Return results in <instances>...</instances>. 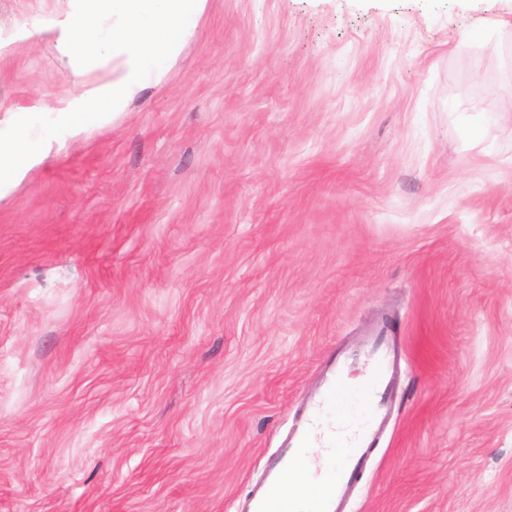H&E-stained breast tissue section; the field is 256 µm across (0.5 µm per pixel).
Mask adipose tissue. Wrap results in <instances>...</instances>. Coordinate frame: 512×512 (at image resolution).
<instances>
[{
    "label": "adipose tissue",
    "instance_id": "ef3b65f1",
    "mask_svg": "<svg viewBox=\"0 0 512 512\" xmlns=\"http://www.w3.org/2000/svg\"><path fill=\"white\" fill-rule=\"evenodd\" d=\"M206 0H78L41 28L73 76L102 68L105 82L71 92L54 111L34 107L0 120V198L56 145L108 124L161 76L194 33Z\"/></svg>",
    "mask_w": 512,
    "mask_h": 512
}]
</instances>
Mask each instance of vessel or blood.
Returning <instances> with one entry per match:
<instances>
[{"instance_id": "1", "label": "vessel or blood", "mask_w": 512, "mask_h": 512, "mask_svg": "<svg viewBox=\"0 0 512 512\" xmlns=\"http://www.w3.org/2000/svg\"><path fill=\"white\" fill-rule=\"evenodd\" d=\"M362 375H355V367ZM391 350L379 340L367 342L358 356L332 357L324 384L307 407V418L287 450L271 462L263 485L252 494L245 512H346L343 493L354 483L361 464L374 448L386 416L383 395L393 375ZM313 448L325 455L303 491L284 500L277 492L294 476L296 462Z\"/></svg>"}]
</instances>
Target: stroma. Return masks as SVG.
<instances>
[{"mask_svg": "<svg viewBox=\"0 0 512 512\" xmlns=\"http://www.w3.org/2000/svg\"><path fill=\"white\" fill-rule=\"evenodd\" d=\"M0 0V118L74 78ZM512 0H207L0 199V512H239L384 336L349 512H512Z\"/></svg>", "mask_w": 512, "mask_h": 512, "instance_id": "stroma-1", "label": "stroma"}]
</instances>
